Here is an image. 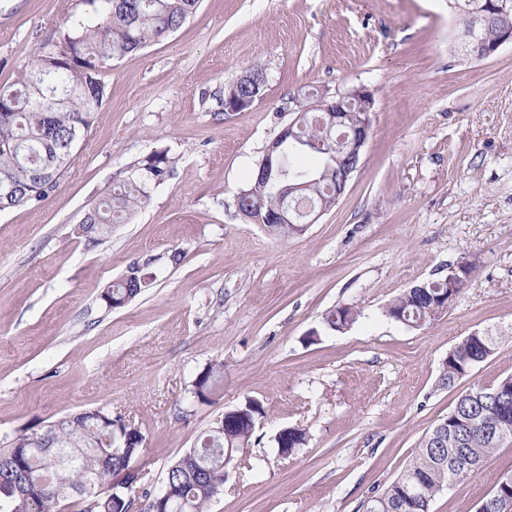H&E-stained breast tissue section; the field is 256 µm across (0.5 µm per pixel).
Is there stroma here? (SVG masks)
<instances>
[{"label":"stroma","instance_id":"35a3bbf8","mask_svg":"<svg viewBox=\"0 0 512 512\" xmlns=\"http://www.w3.org/2000/svg\"><path fill=\"white\" fill-rule=\"evenodd\" d=\"M84 11L0 0V86ZM460 27L448 0H201L169 37L112 61L56 190L0 212V448L106 408L146 436L139 503L224 411L254 399L262 423L205 512H363L453 409L437 378L461 339L498 338L468 383L512 376V44L468 59ZM254 66L263 98L224 111L225 88ZM308 89L369 91L371 131L337 204L280 241L235 197ZM159 151L172 176L86 248L75 225ZM135 262L152 285L106 308L101 292ZM461 265L471 272L447 314L420 329L386 316L405 289ZM339 305L358 319L322 331ZM214 363L221 384L199 401L195 381ZM294 425L308 442L281 456L274 437ZM505 473L511 439L431 512H476Z\"/></svg>","mask_w":512,"mask_h":512}]
</instances>
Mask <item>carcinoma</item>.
Masks as SVG:
<instances>
[{"label": "carcinoma", "instance_id": "obj_1", "mask_svg": "<svg viewBox=\"0 0 512 512\" xmlns=\"http://www.w3.org/2000/svg\"><path fill=\"white\" fill-rule=\"evenodd\" d=\"M82 2L88 11L69 16L56 39L69 47L67 59L48 62L39 50L16 85L0 87V211L40 203L57 188L102 104L104 69L176 32L200 6V0ZM454 2L462 30L471 29L476 0ZM508 19L512 21V9L506 19L486 9L479 39L497 42ZM251 72L259 79V89L239 86L241 100L264 92V70L257 66ZM303 123L301 141H284L278 161L264 175L260 170L266 160H261L236 196L237 209L253 222L268 213L288 212L291 223L264 225L278 239L295 235L292 224L306 222L323 208L336 185V130L314 125L310 112ZM172 168L165 153H154L128 167L112 190L85 212L81 225L74 228L76 236L89 248L99 245L113 225L126 223L149 202L152 188L166 181ZM283 172L308 183L290 205L279 192ZM134 267L137 274L129 268L102 291L100 299L107 307H122L151 285L147 268L136 263ZM443 292L441 280L424 281L422 287L408 288L392 300L385 313L410 328H421L446 313L445 303L438 300ZM357 317L358 311L348 305L330 309L323 316V330L342 332ZM496 344L492 335L466 336L441 364L438 385L456 387L493 353ZM223 374V365L209 366L196 382L197 398L207 400ZM488 392L480 385L462 391L448 413V428L427 431L403 472L370 497L366 512H430L440 492L467 478L454 474L443 460L465 458L482 467L505 439H512V391L497 402ZM253 434L254 428L245 421L225 433L213 428L203 432L194 447L166 470L164 485L174 495L171 512H204L224 487V448H244ZM114 435L118 432L102 427L85 411L65 415L43 431L16 435L10 447L0 448V512H66L72 494L84 495L80 491L84 482L93 485L94 493L83 512H127L126 490L113 483L140 449L120 447ZM286 436L290 454L307 443V431L298 426L288 428ZM19 448L30 449V456L18 478L13 460ZM43 484L55 485L57 492H41Z\"/></svg>", "mask_w": 512, "mask_h": 512}]
</instances>
